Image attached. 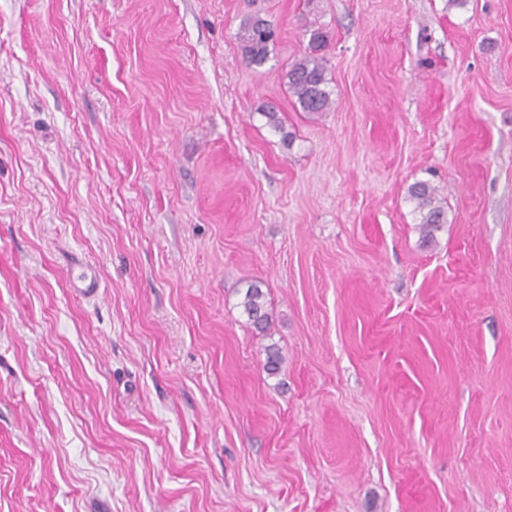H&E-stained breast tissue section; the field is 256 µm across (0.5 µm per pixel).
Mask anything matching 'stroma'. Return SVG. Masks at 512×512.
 I'll use <instances>...</instances> for the list:
<instances>
[{
	"mask_svg": "<svg viewBox=\"0 0 512 512\" xmlns=\"http://www.w3.org/2000/svg\"><path fill=\"white\" fill-rule=\"evenodd\" d=\"M0 512H512V0H0ZM273 26L258 16L246 18L240 26L238 39L245 61L252 67H262L274 44ZM308 47L305 54L293 62L286 74L288 88L302 112H326L332 104L327 69L322 51L327 45V33L321 27L307 30ZM437 191V187L428 181H417L408 188L409 199L419 214L420 230L426 242H432L435 232L448 222L447 212L437 199ZM239 306L246 316L248 324L260 334H268L273 324L272 312L269 310L266 294L256 283L244 292Z\"/></svg>",
	"mask_w": 512,
	"mask_h": 512,
	"instance_id": "35a3bbf8",
	"label": "stroma"
}]
</instances>
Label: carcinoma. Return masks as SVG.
Segmentation results:
<instances>
[{"mask_svg": "<svg viewBox=\"0 0 512 512\" xmlns=\"http://www.w3.org/2000/svg\"><path fill=\"white\" fill-rule=\"evenodd\" d=\"M275 31L265 19L253 16L240 26L238 39L245 61L252 67L263 66L274 44ZM327 45V33L321 27L309 30L308 47L305 54L293 62L286 74L288 88L299 104L301 111L309 114L326 112L332 104V92L322 51ZM408 195L419 214L422 238L431 242L440 227L448 223L447 211L437 199V187L427 181H417L408 188ZM239 306L248 324L258 333L270 332L273 318L266 294L256 283L244 292ZM283 356L275 344L265 347L266 372L276 375L281 370Z\"/></svg>", "mask_w": 512, "mask_h": 512, "instance_id": "carcinoma-1", "label": "carcinoma"}]
</instances>
